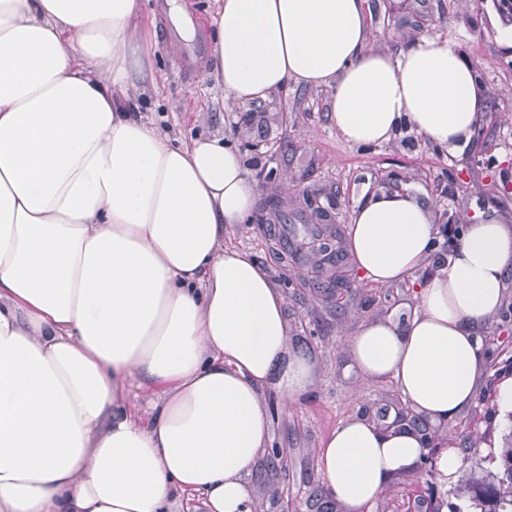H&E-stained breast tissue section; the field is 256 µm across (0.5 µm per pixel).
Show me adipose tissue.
Returning <instances> with one entry per match:
<instances>
[{
  "mask_svg": "<svg viewBox=\"0 0 512 512\" xmlns=\"http://www.w3.org/2000/svg\"><path fill=\"white\" fill-rule=\"evenodd\" d=\"M213 24L216 80L235 100L330 87L337 132L362 147L406 125L454 151L474 128L481 86L454 44L368 50L364 0H221ZM142 25L140 0H0V512H166L187 491L207 512H249L262 393L290 403L310 388L283 295L224 245L255 195L241 153L172 145L122 101L152 76ZM437 233L429 206L383 193L354 210L349 246L386 285L423 266ZM511 275L512 228L467 225L411 318L351 338L358 370L454 418L475 398V329ZM136 382L163 390L147 423ZM425 453L409 427L348 420L316 457L346 512H368Z\"/></svg>",
  "mask_w": 512,
  "mask_h": 512,
  "instance_id": "adipose-tissue-1",
  "label": "adipose tissue"
}]
</instances>
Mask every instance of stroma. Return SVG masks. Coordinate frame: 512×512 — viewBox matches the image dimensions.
<instances>
[{
	"label": "stroma",
	"mask_w": 512,
	"mask_h": 512,
	"mask_svg": "<svg viewBox=\"0 0 512 512\" xmlns=\"http://www.w3.org/2000/svg\"><path fill=\"white\" fill-rule=\"evenodd\" d=\"M182 2L195 29L189 40L175 31L172 0H144L145 16L153 21L150 42L157 48L156 88L129 89L125 101L177 142L233 138L256 191L247 221L231 225L224 243L266 271L286 301L289 350L315 362L311 389L301 402L286 406L273 389L263 393L271 416L268 445L280 450L284 464L270 469L268 456H261L256 473L246 478L250 512H344L337 501L315 497L325 484L316 448L340 421L356 418L387 428L415 415L393 380L358 372L351 337L364 324L412 315L420 288L445 264L463 225L491 218L512 227V50L496 40L493 0H365L368 49L396 54L423 35L446 38L477 72L485 97L469 142L456 151L436 149L406 126L382 145L357 148L330 119L329 88L292 83L250 102L223 94L210 75L217 2ZM172 42L177 51H169ZM395 191L432 206L437 252L413 275L387 286L361 279L348 255V288L331 294L317 288L307 224L312 207L323 209L328 225L344 234L358 204L371 194ZM272 198L286 203L287 227L275 224L266 208ZM476 333L485 355L472 404L448 424L428 425L429 460L395 474L369 512H429L433 502L441 512H470L438 461L453 449L466 469H494L493 451L512 430L506 396L512 388V276L500 310Z\"/></svg>",
	"instance_id": "1"
}]
</instances>
